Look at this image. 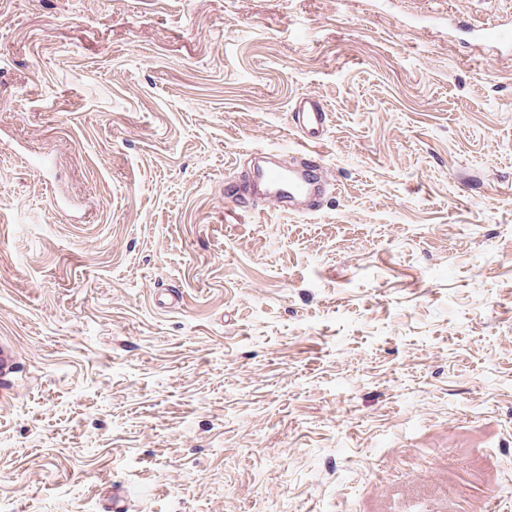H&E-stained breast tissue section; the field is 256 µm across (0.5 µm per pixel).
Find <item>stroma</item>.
Here are the masks:
<instances>
[{"instance_id":"1","label":"stroma","mask_w":512,"mask_h":512,"mask_svg":"<svg viewBox=\"0 0 512 512\" xmlns=\"http://www.w3.org/2000/svg\"><path fill=\"white\" fill-rule=\"evenodd\" d=\"M502 20L0 0V504L512 512V51L457 32ZM305 94L318 212L243 210Z\"/></svg>"}]
</instances>
